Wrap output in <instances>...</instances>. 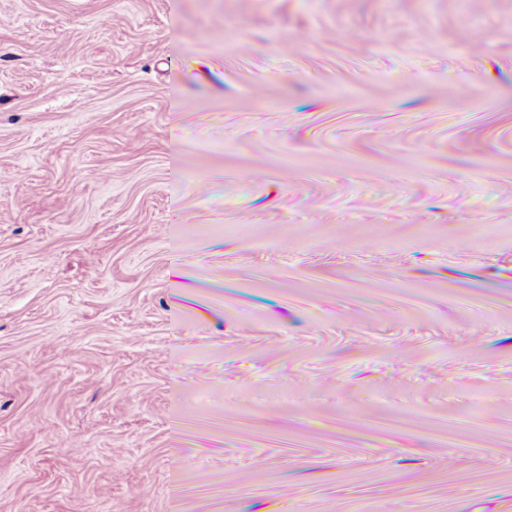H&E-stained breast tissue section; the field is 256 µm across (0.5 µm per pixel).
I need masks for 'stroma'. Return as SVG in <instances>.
<instances>
[{
	"instance_id": "stroma-1",
	"label": "stroma",
	"mask_w": 512,
	"mask_h": 512,
	"mask_svg": "<svg viewBox=\"0 0 512 512\" xmlns=\"http://www.w3.org/2000/svg\"><path fill=\"white\" fill-rule=\"evenodd\" d=\"M0 512H512V0H0Z\"/></svg>"
}]
</instances>
